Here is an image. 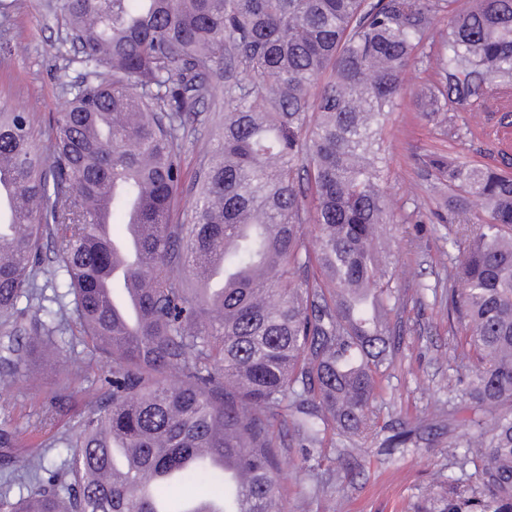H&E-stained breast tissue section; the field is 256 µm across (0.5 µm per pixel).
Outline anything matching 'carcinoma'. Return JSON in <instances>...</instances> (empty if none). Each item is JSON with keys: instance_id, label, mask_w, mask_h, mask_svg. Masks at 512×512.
<instances>
[{"instance_id": "1", "label": "carcinoma", "mask_w": 512, "mask_h": 512, "mask_svg": "<svg viewBox=\"0 0 512 512\" xmlns=\"http://www.w3.org/2000/svg\"><path fill=\"white\" fill-rule=\"evenodd\" d=\"M442 0H61L81 47L44 153L34 116L0 110V164L20 205L0 229V389L41 368L44 343L69 318L112 359V397L88 406L68 438L64 477L0 493V512H283L281 448L321 461L336 431L376 438L372 402L401 337L400 297L377 244L393 216L379 140L406 69L425 41L441 86L423 114L501 102L512 126V0H472L445 28ZM245 80L217 87L213 71ZM222 97L216 143L196 135L199 106ZM207 159L190 214L174 221L183 144ZM448 190L461 258L450 272L448 327L471 364L461 392L495 416L472 421L448 456L470 482L425 498L416 512H512V176L430 159ZM136 207L148 236L123 263L100 217ZM53 257L42 259L44 241ZM60 288L43 333L26 345L18 305L38 277ZM140 287L136 323L117 314ZM287 425L288 443L275 434ZM403 422L391 455L412 438ZM219 455L236 486L211 465ZM177 471L141 487L147 474ZM202 495L177 497L185 486Z\"/></svg>"}]
</instances>
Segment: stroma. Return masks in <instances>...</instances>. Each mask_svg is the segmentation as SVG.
I'll return each mask as SVG.
<instances>
[{"label": "stroma", "instance_id": "obj_1", "mask_svg": "<svg viewBox=\"0 0 512 512\" xmlns=\"http://www.w3.org/2000/svg\"><path fill=\"white\" fill-rule=\"evenodd\" d=\"M67 33L60 0H14L8 16H0V106L33 111L37 140L45 149L51 145L49 124L64 107L67 86L83 73ZM436 80L428 55L407 68L382 142L383 187L396 224L383 249L403 300L394 318L403 341L381 380L373 410L392 426L419 418L424 425L407 451L391 457L382 453L378 442H363L350 479L342 476L349 465L344 437H334L326 450L329 463L314 472L297 449L284 448L287 512H410L440 481L464 479L473 471L446 454L449 436L463 435L471 417L452 387L469 368L448 334L449 239L456 227L433 196L436 172L429 159L440 153L497 166L501 155L484 135L495 123L491 112L466 113L468 132L457 138L442 135L424 119L416 95ZM55 355L61 372L18 377L0 394V428L16 434L13 448H0V491L16 495L24 486L23 473L4 468L5 457L33 459L45 471L60 466L66 455L65 434L112 378L111 361L75 352L68 341H59ZM316 478L322 479L325 490L318 497L310 493Z\"/></svg>", "mask_w": 512, "mask_h": 512}]
</instances>
